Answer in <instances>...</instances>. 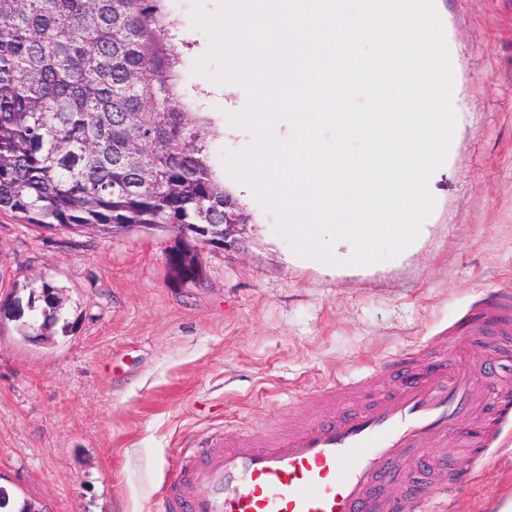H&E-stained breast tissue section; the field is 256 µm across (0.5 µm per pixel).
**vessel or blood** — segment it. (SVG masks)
I'll use <instances>...</instances> for the list:
<instances>
[{
	"mask_svg": "<svg viewBox=\"0 0 512 512\" xmlns=\"http://www.w3.org/2000/svg\"><path fill=\"white\" fill-rule=\"evenodd\" d=\"M512 332V290L481 297L450 335L428 344L431 368L395 356L378 372L394 390L340 382L307 422L270 427L265 438L221 432L185 455L169 480L163 512H427L447 498L448 469L426 453L483 409V390L466 355L487 327ZM410 494L391 501L395 478Z\"/></svg>",
	"mask_w": 512,
	"mask_h": 512,
	"instance_id": "obj_1",
	"label": "vessel or blood"
}]
</instances>
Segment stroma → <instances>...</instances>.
Masks as SVG:
<instances>
[{
	"mask_svg": "<svg viewBox=\"0 0 512 512\" xmlns=\"http://www.w3.org/2000/svg\"><path fill=\"white\" fill-rule=\"evenodd\" d=\"M167 5L191 44L184 83L201 88L217 132L212 166L247 219L241 247L200 249V279L183 282L166 262L174 233L70 234L0 213V296L28 299V282L46 278L72 324L34 342L0 316V487L14 512H162L186 450L210 434L258 437L273 420L316 416L324 386L366 378L424 348L483 293L512 289V0H441L459 133L435 182L439 205L399 256L333 268L297 260L277 212L227 169L247 135L224 114L249 96L225 92L193 18L217 14L220 0ZM469 358L493 364L497 404L512 361L497 359L492 336ZM497 446L446 512H499L512 499V418Z\"/></svg>",
	"mask_w": 512,
	"mask_h": 512,
	"instance_id": "1",
	"label": "stroma"
}]
</instances>
